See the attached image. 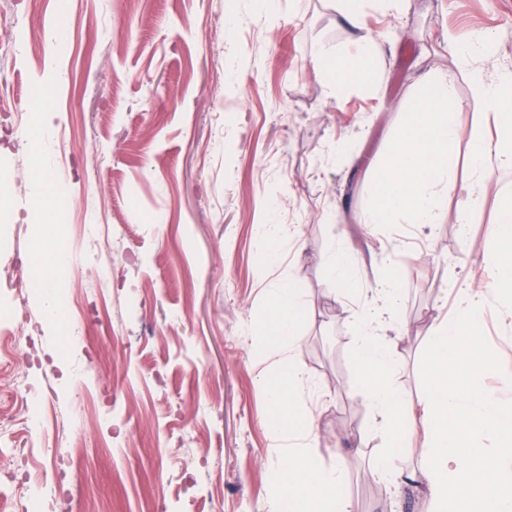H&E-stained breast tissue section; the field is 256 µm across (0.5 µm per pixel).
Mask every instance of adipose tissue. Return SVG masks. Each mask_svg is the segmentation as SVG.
Returning a JSON list of instances; mask_svg holds the SVG:
<instances>
[{
  "label": "adipose tissue",
  "instance_id": "ef3b65f1",
  "mask_svg": "<svg viewBox=\"0 0 512 512\" xmlns=\"http://www.w3.org/2000/svg\"><path fill=\"white\" fill-rule=\"evenodd\" d=\"M337 2L358 50L336 54L335 65L323 80L335 97L354 88L374 92L379 86L378 37L363 22L361 0ZM491 45V34L482 32L461 55L462 63L471 68L473 96L496 128L495 136L475 138L471 145L469 166L481 182L494 171L512 169V68H502L490 79L475 66ZM428 83L430 95L412 107L387 153L371 165L374 203L364 223H437L449 192L460 188L447 157L459 135L456 114L461 104L446 76L432 75ZM398 284L395 276L384 284L386 305L369 310L353 351L361 392L387 446L371 475L393 485H422L426 512H512V401L481 384L485 374L495 372L511 388L512 374L501 371L478 328L483 292L476 285L460 289L456 319L434 328L426 346L429 385L419 415L412 418L404 394L390 382L394 348L384 337L396 320ZM415 427L423 437L422 461L419 470L406 472L397 468L393 450L409 441ZM479 437L494 438L495 448L476 447Z\"/></svg>",
  "mask_w": 512,
  "mask_h": 512
}]
</instances>
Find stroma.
<instances>
[{
  "label": "stroma",
  "mask_w": 512,
  "mask_h": 512,
  "mask_svg": "<svg viewBox=\"0 0 512 512\" xmlns=\"http://www.w3.org/2000/svg\"><path fill=\"white\" fill-rule=\"evenodd\" d=\"M364 10L386 35L380 90L337 99L314 73L352 38L332 0H0V36L15 45L0 58L12 102L0 108V315L23 317L16 362L0 361V470L23 473L5 493L49 483L37 512H153L159 500L165 512H269L277 443L253 325L264 298L293 280L306 314L295 357L324 387L303 399L318 463L349 451L343 496L354 512H425L419 494L369 475L384 440L353 347L372 288L397 274L408 328L392 383L418 402L425 343L455 317L458 286L491 266L512 174L449 195L438 223L366 227L365 164L406 123L424 78L441 73L464 104L449 160L458 183L472 182L470 142L492 119L448 38L489 32L494 49L478 67L512 66V0H407L397 14L366 0ZM62 127L64 157L52 146ZM34 171L51 187L41 199ZM258 224L292 229L273 264L261 261ZM334 244L356 272L341 302L322 261ZM58 249L69 262L47 271ZM92 257L111 263L110 279ZM484 296L479 328L512 368V303ZM20 394L55 428L33 434Z\"/></svg>",
  "instance_id": "1"
}]
</instances>
